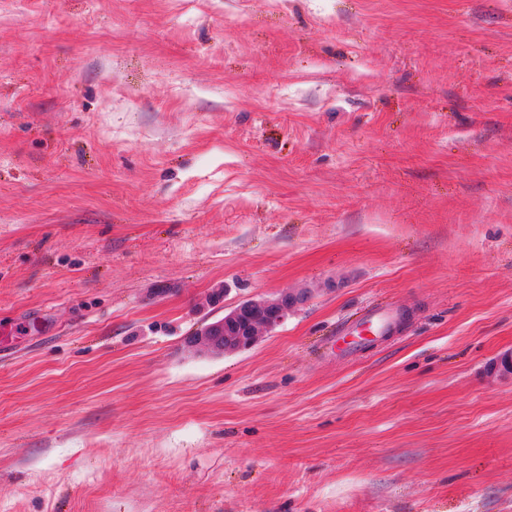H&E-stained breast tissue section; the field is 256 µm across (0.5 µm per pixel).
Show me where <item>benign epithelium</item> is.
Masks as SVG:
<instances>
[{
  "mask_svg": "<svg viewBox=\"0 0 512 512\" xmlns=\"http://www.w3.org/2000/svg\"><path fill=\"white\" fill-rule=\"evenodd\" d=\"M306 292L285 293L274 299L249 298L238 302L224 318L209 324L203 334L189 344L211 355L248 349L258 339V331L272 329L288 316V309L305 305Z\"/></svg>",
  "mask_w": 512,
  "mask_h": 512,
  "instance_id": "obj_1",
  "label": "benign epithelium"
}]
</instances>
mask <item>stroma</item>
Segmentation results:
<instances>
[{"mask_svg": "<svg viewBox=\"0 0 512 512\" xmlns=\"http://www.w3.org/2000/svg\"><path fill=\"white\" fill-rule=\"evenodd\" d=\"M0 327V512H512V0H0ZM306 292L285 293L274 299L249 298L238 302L224 318L209 324L201 336H193L189 344L200 352L222 355L248 349L258 339L260 329H272L288 316V309L305 305ZM396 324L397 316L386 306L376 305L362 310L336 327V351L353 355L384 336H389Z\"/></svg>", "mask_w": 512, "mask_h": 512, "instance_id": "35a3bbf8", "label": "stroma"}]
</instances>
